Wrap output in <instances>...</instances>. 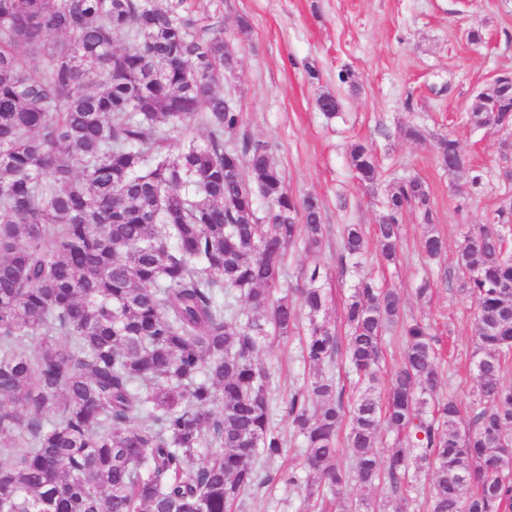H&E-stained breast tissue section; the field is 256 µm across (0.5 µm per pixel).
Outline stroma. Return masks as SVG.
Masks as SVG:
<instances>
[{"label": "stroma", "mask_w": 512, "mask_h": 512, "mask_svg": "<svg viewBox=\"0 0 512 512\" xmlns=\"http://www.w3.org/2000/svg\"><path fill=\"white\" fill-rule=\"evenodd\" d=\"M199 12L221 15L224 38L242 60L226 76L223 89L241 114L231 142L248 138L269 143L290 191L314 197L326 226L323 246L296 245L288 252L284 284L300 279L302 268L326 265L325 287L332 298L327 317L343 326V304L354 282L339 275L336 254L343 225L360 224L368 233L364 267L378 284L397 289L404 319L430 325L448 353L441 363L439 393L461 406L462 422L472 415L474 378L469 370L476 346V306L460 291L465 271L455 264L463 231L480 224L512 195L502 177L501 133L470 121L475 93L501 72H512V0H198ZM482 32L483 43L468 40ZM350 72L348 81L339 75ZM342 107L334 118L316 106L324 92ZM419 127L423 142L404 138ZM452 135L471 166L448 173L437 162V137ZM375 150L381 175L369 189L348 163L351 146ZM405 177L420 178L430 193L434 229L444 237V260L421 251L424 226L412 214L401 227L397 264L379 260L374 234L389 189ZM430 279L428 302L414 289ZM261 360L271 374L275 404L287 400L308 372L298 335L274 337ZM428 482L418 478L407 497L386 487L352 485L345 500L328 512L368 502L381 512H426ZM305 486L269 483L246 496L237 512H313Z\"/></svg>", "instance_id": "1"}]
</instances>
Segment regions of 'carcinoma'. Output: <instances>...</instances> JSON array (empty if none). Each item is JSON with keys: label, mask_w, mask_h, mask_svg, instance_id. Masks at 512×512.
Segmentation results:
<instances>
[{"label": "carcinoma", "mask_w": 512, "mask_h": 512, "mask_svg": "<svg viewBox=\"0 0 512 512\" xmlns=\"http://www.w3.org/2000/svg\"><path fill=\"white\" fill-rule=\"evenodd\" d=\"M120 37L129 47L115 49ZM239 62L223 19L195 18L188 0H0V512H231L256 486L298 485L293 470L256 468L257 455L288 452L258 354L297 325V303L278 294L288 248L319 247L325 225L268 143L224 140L240 112L221 81ZM316 106L330 117L340 100L322 93ZM471 107L476 125L512 129V91L485 88ZM435 152L450 173L468 167L450 137ZM349 163L377 183L369 146L353 144ZM409 213L426 226L424 253L446 250L424 182L406 178L377 224L388 264ZM365 250L362 225H345L338 263L357 273L348 335L326 318L323 267L296 289L309 372L284 414L308 497L340 498L353 482L401 494L413 469L431 475L427 512H460L465 482L467 512H512V253L489 223L456 253L476 304L462 431L454 398L429 407L442 374L426 324L404 326L402 365L380 375L401 299L359 273ZM339 364L356 379L350 396ZM344 424L351 470L336 465ZM383 425L397 448L382 463Z\"/></svg>", "instance_id": "cac0c4a2"}]
</instances>
